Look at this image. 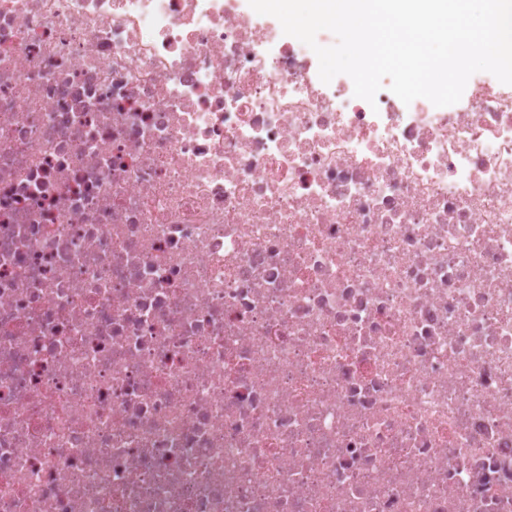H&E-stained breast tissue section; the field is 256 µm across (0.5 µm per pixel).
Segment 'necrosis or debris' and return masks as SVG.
<instances>
[{
	"label": "necrosis or debris",
	"instance_id": "necrosis-or-debris-1",
	"mask_svg": "<svg viewBox=\"0 0 512 512\" xmlns=\"http://www.w3.org/2000/svg\"><path fill=\"white\" fill-rule=\"evenodd\" d=\"M318 71L0 0V512H512V85Z\"/></svg>",
	"mask_w": 512,
	"mask_h": 512
}]
</instances>
